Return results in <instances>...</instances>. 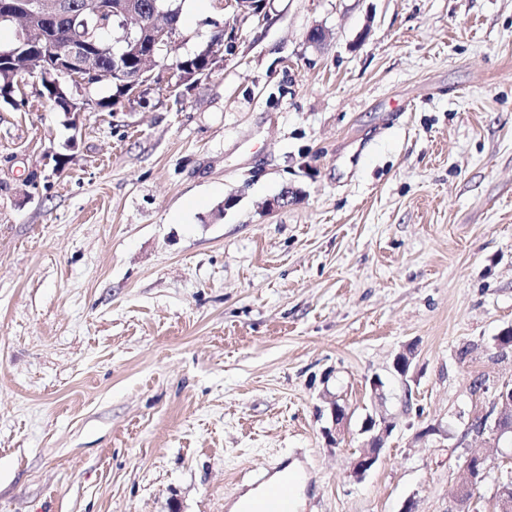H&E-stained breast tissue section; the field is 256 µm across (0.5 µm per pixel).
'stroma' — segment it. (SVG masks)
Segmentation results:
<instances>
[{"instance_id":"obj_1","label":"stroma","mask_w":512,"mask_h":512,"mask_svg":"<svg viewBox=\"0 0 512 512\" xmlns=\"http://www.w3.org/2000/svg\"><path fill=\"white\" fill-rule=\"evenodd\" d=\"M218 24L178 96L0 106V512H229L288 462L298 512H493L452 489L512 452L467 429L512 381V0H207L177 55ZM218 0V7L224 12L230 14L233 19L237 20L239 17H249L262 15L266 1L258 0ZM224 42V30L219 29L211 38V41L206 45L205 48L200 50L197 54L190 58L180 59L182 65L176 68L178 73L179 81L176 82L175 86L179 85V82L196 81L202 75V71L206 70L209 65V53L214 45L220 46ZM217 47L214 46V50ZM177 61V62H179ZM200 72V73H196ZM194 79V80H192ZM39 73L42 87L45 90V95H47L48 99L53 103L54 108L58 112H65V125L70 129L74 130L75 132L79 131L82 116L85 110L88 109L91 104H93V99L89 98L88 96L79 97L75 103H72L74 105L70 108V111L68 112L66 107L64 106V103H60L55 99L52 90V84L49 83L44 74H42L40 71ZM392 423L390 418L383 413L366 417L361 430L367 437L363 446L364 450L351 462L352 473L355 478L362 479L375 467L383 450V448H378L377 443L389 436ZM371 448L375 449L371 450Z\"/></svg>"}]
</instances>
